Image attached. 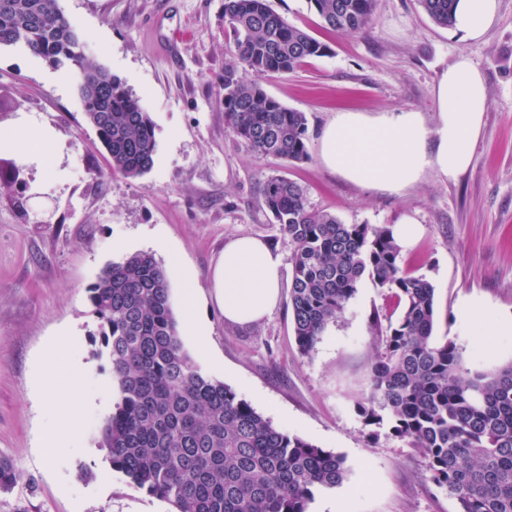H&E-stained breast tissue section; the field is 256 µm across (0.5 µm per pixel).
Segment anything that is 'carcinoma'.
Instances as JSON below:
<instances>
[{
    "mask_svg": "<svg viewBox=\"0 0 512 512\" xmlns=\"http://www.w3.org/2000/svg\"><path fill=\"white\" fill-rule=\"evenodd\" d=\"M376 0H308L322 27L361 30ZM430 19L453 24L457 0H418ZM234 59L224 65V117L250 151L291 163L309 158L305 113L270 97L262 80L291 73L328 44L288 23L267 0H224ZM21 45L54 68L76 69L86 120L110 170L138 177L154 164L149 115L122 81L89 61L59 0H0V47ZM264 207L293 244L288 305L298 349L310 354L368 279L389 290L397 318L371 322L377 354L359 411L419 449L431 480L458 512H512V363L471 371L453 342L434 340L435 288L402 265L387 226L344 224L313 209L304 189L267 178ZM116 402L101 430L112 469L175 512H309L319 491L343 484L344 458L275 428L205 373L185 350L167 272L135 253L108 264L87 289ZM19 478L0 458V491Z\"/></svg>",
    "mask_w": 512,
    "mask_h": 512,
    "instance_id": "obj_1",
    "label": "carcinoma"
}]
</instances>
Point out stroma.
Returning <instances> with one entry per match:
<instances>
[{
	"label": "stroma",
	"instance_id": "1",
	"mask_svg": "<svg viewBox=\"0 0 512 512\" xmlns=\"http://www.w3.org/2000/svg\"><path fill=\"white\" fill-rule=\"evenodd\" d=\"M87 58L108 68L148 112L156 152L137 178L111 172L87 122L69 68L48 66L21 46L0 48V457L20 475L0 491V512H174L113 471L100 429L113 404L95 355L98 322L87 290L112 261L147 252L165 268L175 318L185 286L198 293L202 336L185 349L273 426L338 453L346 481L320 492L309 512H457L430 479L428 460L389 429L372 432L357 405L375 358L370 322L392 309L387 289L363 282L311 354L299 351L288 294L293 245L262 204L279 175L300 184L313 208L346 224L394 226L413 218L424 232L401 251L404 266L436 288L438 342L465 367L487 373L512 363V334L480 335L479 302L512 320V0H498L479 40L434 23L417 0H376L361 31L334 34L307 0H268L290 24L331 47L296 72L265 78L267 94L306 113L309 158L250 152L224 123V63L233 48L224 0H60ZM485 76L488 108L470 167L457 180L434 173L400 195L366 189L329 170L321 137L339 112H420L434 129V87L459 55ZM39 147L19 157L26 135ZM239 235L266 241L284 259L280 297L259 323H228L211 295L224 245ZM77 358L76 394L86 406L72 451L48 459L41 444L65 415L43 407L41 381Z\"/></svg>",
	"mask_w": 512,
	"mask_h": 512
}]
</instances>
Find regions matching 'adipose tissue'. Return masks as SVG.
<instances>
[{"label": "adipose tissue", "mask_w": 512, "mask_h": 512, "mask_svg": "<svg viewBox=\"0 0 512 512\" xmlns=\"http://www.w3.org/2000/svg\"><path fill=\"white\" fill-rule=\"evenodd\" d=\"M497 12L498 0H458L454 28L464 39H481ZM434 95L438 110L431 131L412 110L340 112L322 139L324 163L352 183L393 194L428 170L457 179L472 162L488 106L483 74L466 55H459ZM282 265L281 255L256 237L241 235L225 245L211 288L228 323L246 326L265 318L279 298Z\"/></svg>", "instance_id": "adipose-tissue-1"}]
</instances>
